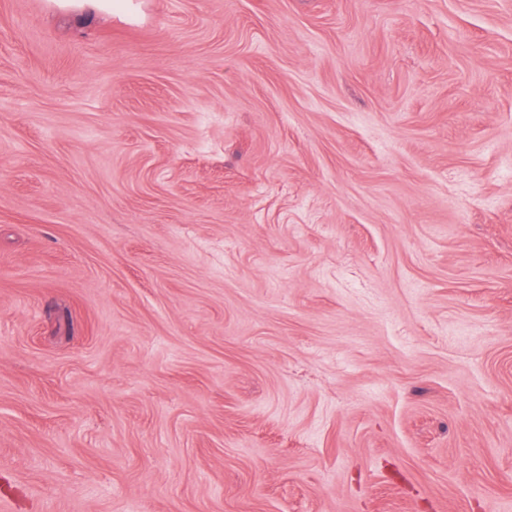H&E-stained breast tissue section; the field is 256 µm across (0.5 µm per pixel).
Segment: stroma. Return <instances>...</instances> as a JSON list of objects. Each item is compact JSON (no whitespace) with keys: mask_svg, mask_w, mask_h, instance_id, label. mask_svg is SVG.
I'll use <instances>...</instances> for the list:
<instances>
[{"mask_svg":"<svg viewBox=\"0 0 512 512\" xmlns=\"http://www.w3.org/2000/svg\"><path fill=\"white\" fill-rule=\"evenodd\" d=\"M0 512H512V0H0Z\"/></svg>","mask_w":512,"mask_h":512,"instance_id":"stroma-1","label":"stroma"}]
</instances>
